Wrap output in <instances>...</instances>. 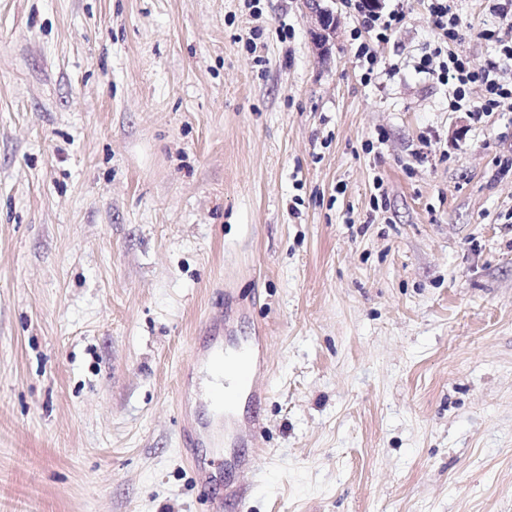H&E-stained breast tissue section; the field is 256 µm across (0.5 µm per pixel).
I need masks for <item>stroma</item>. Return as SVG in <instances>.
Segmentation results:
<instances>
[{
    "label": "stroma",
    "instance_id": "stroma-1",
    "mask_svg": "<svg viewBox=\"0 0 512 512\" xmlns=\"http://www.w3.org/2000/svg\"><path fill=\"white\" fill-rule=\"evenodd\" d=\"M304 0H0V512H206L182 367L265 359L250 512H512V112ZM494 0H457L474 68ZM320 1L309 0L307 3L316 17V26L313 32L315 44L321 52L326 53L329 38L336 32V17L330 10L322 8L319 4Z\"/></svg>",
    "mask_w": 512,
    "mask_h": 512
}]
</instances>
